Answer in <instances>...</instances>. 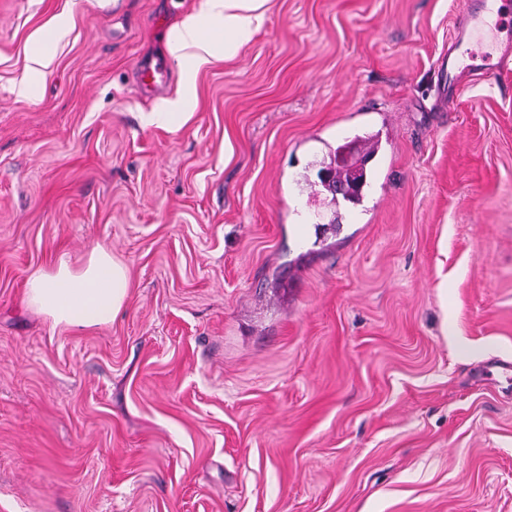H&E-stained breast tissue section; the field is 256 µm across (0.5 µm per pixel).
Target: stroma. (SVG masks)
<instances>
[{"instance_id": "1", "label": "stroma", "mask_w": 512, "mask_h": 512, "mask_svg": "<svg viewBox=\"0 0 512 512\" xmlns=\"http://www.w3.org/2000/svg\"><path fill=\"white\" fill-rule=\"evenodd\" d=\"M168 2L0 0V512H512V74L449 92L462 0H269L186 72L152 30L203 0ZM98 245L112 324L25 306ZM69 25L68 17L60 15L53 18L44 30L32 35V42L40 45L41 49L34 52L30 58V77L19 83L20 93L26 92L32 82L31 78H42L47 75L54 60L52 45L68 32ZM168 78L166 66L158 61L154 66H143L138 73V83L145 91H151ZM187 95L184 96V100L175 105L166 106L161 112H151L148 115V121L150 123H158L160 125H166L168 127H178L187 120L190 112L187 110ZM347 147H349V143L340 144V145L336 146V148L333 150V157L336 158L339 155V153H341ZM367 163H368V161L365 158L357 157L354 150L352 148H348L337 158L336 164L350 168L352 178H350V174L347 170L339 167L338 165L332 167V165H331L332 163H330V166L327 168V170L333 176L334 183L336 185V190H329L327 188V186L330 184V180H331L330 175L328 173H323V178H324L327 186L325 185L323 180L320 178L319 173L324 168L318 172V178H319L320 184L322 185L324 190H326L328 193L331 194L333 201H335V200L338 201V197H341V199L343 201H346V202H349L352 204H358L362 199L361 193L348 195V194H345L344 192L352 193L353 191L363 189L360 175L364 171ZM361 177H362V179L364 177L365 182L367 181L366 169H365L364 176L362 175ZM353 178H356V180L352 181L348 186H345L342 189L343 192L340 191L339 188L342 187L344 184H348L350 182V179L352 180Z\"/></svg>"}]
</instances>
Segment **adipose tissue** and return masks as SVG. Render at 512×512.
<instances>
[{
    "instance_id": "ef3b65f1",
    "label": "adipose tissue",
    "mask_w": 512,
    "mask_h": 512,
    "mask_svg": "<svg viewBox=\"0 0 512 512\" xmlns=\"http://www.w3.org/2000/svg\"><path fill=\"white\" fill-rule=\"evenodd\" d=\"M267 0H205L202 10L187 17L173 31L172 46L197 47L207 55L217 50L234 54L259 29ZM222 31L220 41L204 38V26ZM69 30L65 16L53 18L46 28L32 36L39 46L30 58L29 76L20 90H27L32 79L45 77L53 63V44ZM130 279L124 263L114 259L105 248H94L87 262L72 266L60 257L49 270L33 272L25 286L24 301L34 312L53 325L84 328L112 324L124 310L129 296Z\"/></svg>"
}]
</instances>
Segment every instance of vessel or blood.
<instances>
[{"mask_svg":"<svg viewBox=\"0 0 512 512\" xmlns=\"http://www.w3.org/2000/svg\"><path fill=\"white\" fill-rule=\"evenodd\" d=\"M497 0H478L477 5L464 6L458 14L454 31L448 42V54L443 62L448 68V87L457 89L459 85L473 78L493 79L501 72L512 69V45L503 44L492 63H484L473 48L476 33L488 22L486 17L493 13ZM167 69L163 63L143 66L138 73V83L143 90L149 91L166 82Z\"/></svg>","mask_w":512,"mask_h":512,"instance_id":"vessel-or-blood-1","label":"vessel or blood"}]
</instances>
